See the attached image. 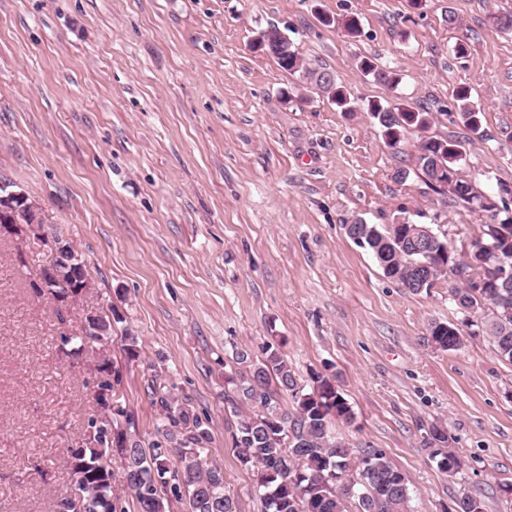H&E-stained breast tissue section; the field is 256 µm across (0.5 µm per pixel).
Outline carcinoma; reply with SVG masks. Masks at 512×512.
<instances>
[{
    "instance_id": "obj_1",
    "label": "carcinoma",
    "mask_w": 512,
    "mask_h": 512,
    "mask_svg": "<svg viewBox=\"0 0 512 512\" xmlns=\"http://www.w3.org/2000/svg\"><path fill=\"white\" fill-rule=\"evenodd\" d=\"M277 66L297 77L300 87L319 91L342 112L355 111L356 105L347 90L338 85L334 76L311 68L298 48L284 33H279ZM358 66L363 74L373 77L389 89H395L403 79L395 67H381L369 58H362ZM453 106L464 129L465 138L458 136L425 137L418 143L413 164L400 167L394 178L408 179L410 172H421L425 184L444 198L462 204L474 211L492 213L500 225L498 234H490V225H483L480 239L494 247L487 252L485 266L491 267L505 256L512 261V208L502 204L483 203L484 195L477 189L475 178L458 175L466 142L484 139L483 113L472 98L471 89L460 86L452 93ZM365 111L378 124L386 144L397 147L409 130H427L434 122V114L420 105L408 102L382 103L373 100ZM409 227L402 224H368L359 219L346 229V233L360 236L362 246L368 248L386 277L394 279L412 292L420 289L421 270L415 267ZM435 262L433 278H448V283L464 299V284L454 280L460 269L473 271L465 259L456 258L448 249L444 235H438L433 246ZM49 265L59 275L57 281L47 285L42 294L60 302L70 290L82 286L89 277L84 260L78 253L68 250L51 256ZM483 304L492 310L484 321L495 353L512 362V287L503 282L482 289ZM97 336L82 329L76 335L61 334V343L70 347L75 355L108 339L112 333L109 314L94 317ZM456 329L453 323L433 322L427 329L426 342L448 350V342ZM236 363L241 365L236 380L237 397L228 399L231 411L238 417L235 447L245 465L257 467L261 472L259 489L266 503V512H412L413 490L405 473L391 464L386 453L368 443L352 448L333 431V420L350 422L354 412L335 383L322 374L311 376L313 392H303L295 372L281 352L270 346L263 358L255 359L242 348L235 352ZM291 393L295 407H281V398ZM107 419L101 429L88 434L84 446L71 452L69 463L72 496L88 504L86 512H116L112 497V463L102 464V456L112 454L119 458L124 482L136 500L138 512H164L165 489L188 501L190 512H234L233 502L224 494V475L216 466H206L209 430L196 415L189 413L175 399L160 397L164 420L159 427L160 439L144 448L140 441L117 430L114 422L125 416L119 402L109 397ZM448 436L440 428L430 430L426 446L437 468L455 477L463 467L458 454L447 447ZM177 454L179 466H170L169 451ZM376 472L379 481L371 488L361 485L356 494H348L346 487L350 471L360 474Z\"/></svg>"
}]
</instances>
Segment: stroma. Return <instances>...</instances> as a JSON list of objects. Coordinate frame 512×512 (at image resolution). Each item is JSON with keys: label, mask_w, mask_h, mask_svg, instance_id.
Returning a JSON list of instances; mask_svg holds the SVG:
<instances>
[{"label": "stroma", "mask_w": 512, "mask_h": 512, "mask_svg": "<svg viewBox=\"0 0 512 512\" xmlns=\"http://www.w3.org/2000/svg\"><path fill=\"white\" fill-rule=\"evenodd\" d=\"M493 13L512 0H0V183L38 204L91 281L57 305L30 286L48 245L0 235V512H54L71 493L102 376L95 352L70 354L60 336L108 306L122 316L105 350L112 390L137 437L156 440L160 393L198 415L235 512H263L260 473L238 460L224 397L236 349L258 357L269 344L299 380L335 379L355 413L337 432L385 450L414 512L466 495L512 512V364L480 325L460 349L428 346L431 322L463 319L447 281L410 292L345 231L405 214L439 223L464 257L486 221L418 175L394 180L417 139L389 148L364 110L372 100L421 104L429 135H457L448 105L471 88L487 138L466 143V170L491 173L480 190L507 188L512 203V34ZM271 26L356 111L255 51ZM362 56L398 66V88L363 76ZM435 425L464 461L456 477L423 445Z\"/></svg>", "instance_id": "35a3bbf8"}]
</instances>
